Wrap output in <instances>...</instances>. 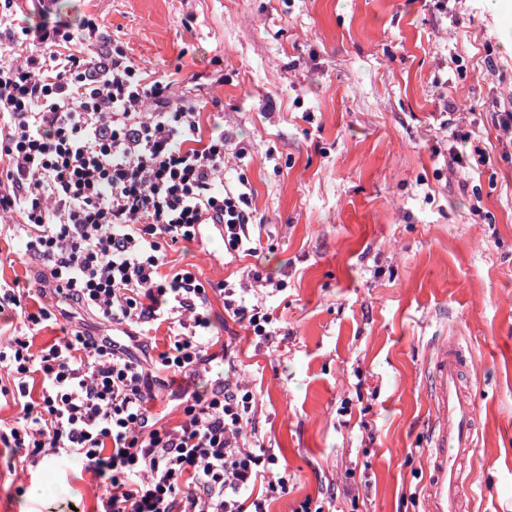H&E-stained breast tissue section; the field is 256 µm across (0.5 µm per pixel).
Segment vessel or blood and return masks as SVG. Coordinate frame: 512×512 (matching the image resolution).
Instances as JSON below:
<instances>
[{
	"instance_id": "b4317fda",
	"label": "vessel or blood",
	"mask_w": 512,
	"mask_h": 512,
	"mask_svg": "<svg viewBox=\"0 0 512 512\" xmlns=\"http://www.w3.org/2000/svg\"><path fill=\"white\" fill-rule=\"evenodd\" d=\"M467 352L456 340L438 348L431 366L430 433L426 512H463L472 483L469 462L474 448L475 404L464 388Z\"/></svg>"
}]
</instances>
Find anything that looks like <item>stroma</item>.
Listing matches in <instances>:
<instances>
[{
    "label": "stroma",
    "mask_w": 512,
    "mask_h": 512,
    "mask_svg": "<svg viewBox=\"0 0 512 512\" xmlns=\"http://www.w3.org/2000/svg\"><path fill=\"white\" fill-rule=\"evenodd\" d=\"M173 80L229 139L261 245L216 231L170 264L279 284L276 333L248 335L210 295L215 332L261 408L288 492L268 512H423L427 370L456 336L477 407L468 512H512V0H57ZM490 157L474 171L476 151ZM79 465L0 447V512H96Z\"/></svg>",
    "instance_id": "obj_1"
}]
</instances>
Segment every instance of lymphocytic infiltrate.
Here are the masks:
<instances>
[{
    "instance_id": "1",
    "label": "lymphocytic infiltrate",
    "mask_w": 512,
    "mask_h": 512,
    "mask_svg": "<svg viewBox=\"0 0 512 512\" xmlns=\"http://www.w3.org/2000/svg\"><path fill=\"white\" fill-rule=\"evenodd\" d=\"M94 21L38 30L10 23L0 36V212L37 260L39 296L0 284V313L32 325L80 310L126 326V341L82 328L40 354L28 336L0 346L22 414L0 424V444L80 464L104 483L101 512H266L257 485L287 493L278 458L256 438V398L233 377L200 394L181 391L183 418L152 416L158 390L194 377L218 338L194 272L167 270L166 248L219 226L227 250L260 240L245 182L224 179L227 139L204 135L199 108L146 81L127 55H82ZM224 311L257 337L273 335L262 301L225 284ZM169 330L167 351L140 358L148 333ZM40 375L39 399L29 381Z\"/></svg>"
}]
</instances>
